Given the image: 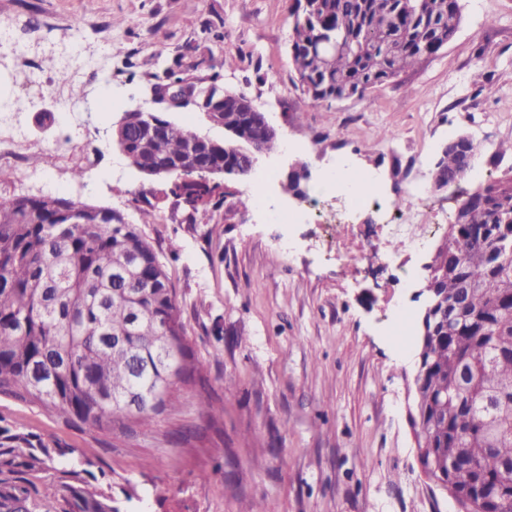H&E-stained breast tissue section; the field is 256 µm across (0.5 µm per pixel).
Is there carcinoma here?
Wrapping results in <instances>:
<instances>
[{
    "label": "carcinoma",
    "instance_id": "cac0c4a2",
    "mask_svg": "<svg viewBox=\"0 0 512 512\" xmlns=\"http://www.w3.org/2000/svg\"><path fill=\"white\" fill-rule=\"evenodd\" d=\"M295 14L290 53L303 94L334 101L365 92L405 68L438 55L455 36L460 0H308ZM448 5V25L432 38L423 16ZM322 44L338 45L328 55ZM162 98L172 69L154 76ZM233 142L198 141L168 119L154 131L127 133L143 171L173 165L195 146L199 158L241 175L255 149L278 148L277 134L224 113ZM463 151L450 147L436 163L439 187L467 173ZM72 202L0 195V392L37 400L85 423L124 428L174 404L175 381L201 378L185 339L181 310L164 265L132 224L105 214L98 224H62ZM426 287L448 289L456 315L424 356L415 421L433 433L424 460L432 477L476 512H512V170L469 196ZM488 228L483 237L471 230ZM74 449L50 446L32 432L0 427V512H37L43 501L63 512H132L98 483L96 463L56 461ZM45 474L43 488L31 477Z\"/></svg>",
    "mask_w": 512,
    "mask_h": 512
}]
</instances>
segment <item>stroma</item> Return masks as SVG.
Here are the masks:
<instances>
[{"label": "stroma", "mask_w": 512, "mask_h": 512, "mask_svg": "<svg viewBox=\"0 0 512 512\" xmlns=\"http://www.w3.org/2000/svg\"><path fill=\"white\" fill-rule=\"evenodd\" d=\"M461 22L439 55L370 88L363 97L316 102L304 95L289 40L294 0H0V29L28 50L67 32L84 55L102 58L111 82L84 85L89 127L68 138V113L44 97L22 114L32 144L64 142L63 157L37 155L40 180L0 164V194L52 195L110 208L155 250L176 292L186 339L203 365L201 381L176 383L175 408L97 428L31 400L0 394V426L40 435L98 462L114 495L134 489L139 512H456L416 462L408 420L417 338L398 342L399 312L416 321L414 289L460 204L512 168V0H460ZM168 35L160 49L152 31ZM172 69L203 84L247 95L277 132L280 149L259 155L245 176H227L228 193L203 221L165 193L166 182L131 169L112 142L121 112L154 108L153 74ZM489 81L470 82L475 70ZM483 139L458 183L434 185V165L457 135ZM348 163L374 170L382 206L344 217L335 196L320 195L287 248L271 208L297 206L282 188L300 162L318 193ZM83 177H76V170ZM423 188V247L374 242L406 272L399 285L381 263L372 270L337 259L348 223L393 224L409 179ZM265 184L263 205L238 199ZM211 400L214 416L200 413Z\"/></svg>", "instance_id": "stroma-1"}]
</instances>
